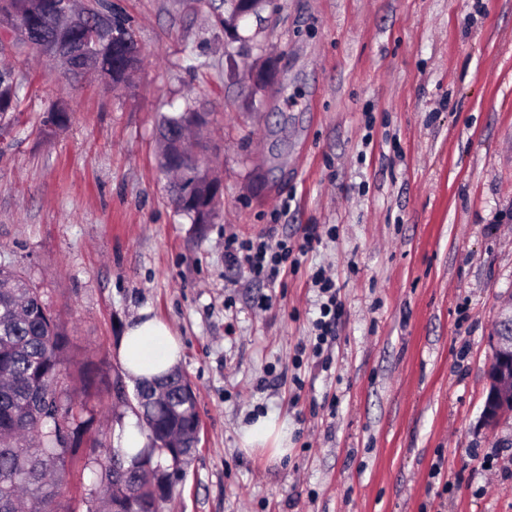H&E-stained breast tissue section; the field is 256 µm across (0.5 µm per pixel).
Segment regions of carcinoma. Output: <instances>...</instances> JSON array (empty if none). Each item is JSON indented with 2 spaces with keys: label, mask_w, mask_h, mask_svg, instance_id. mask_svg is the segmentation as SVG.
<instances>
[{
  "label": "carcinoma",
  "mask_w": 512,
  "mask_h": 512,
  "mask_svg": "<svg viewBox=\"0 0 512 512\" xmlns=\"http://www.w3.org/2000/svg\"><path fill=\"white\" fill-rule=\"evenodd\" d=\"M40 0H0V18L23 22L38 15ZM56 45L81 50L90 58L121 69L131 51L133 33L122 15L108 0H95L86 28L58 34ZM21 87L11 67L0 63V131L8 127L9 114L17 108ZM187 100L162 117L159 139L170 141L159 150V166L179 164L181 144L173 140L184 128L200 132L212 123L211 114L195 115ZM68 111L56 107L42 120L46 136L64 130ZM194 186L176 212L193 224H209L218 212L221 181L206 162L192 178ZM69 359V337L61 319L42 303L37 292L15 268L0 265V512H61L60 487L66 463L79 426L73 402L63 403L57 386ZM188 381L173 370L162 378L135 382L133 401L143 397L141 448L112 447L96 443L88 448L86 460L95 465L100 512H161L157 501V474L130 471L142 465L154 451L166 454L176 449L190 454L199 442L196 398L185 396Z\"/></svg>",
  "instance_id": "carcinoma-1"
}]
</instances>
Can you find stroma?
I'll return each mask as SVG.
<instances>
[{
	"mask_svg": "<svg viewBox=\"0 0 512 512\" xmlns=\"http://www.w3.org/2000/svg\"><path fill=\"white\" fill-rule=\"evenodd\" d=\"M112 2L143 55L136 92L5 51L21 101L0 133V261L66 323L58 390L83 404L62 512H86L83 449L135 418L115 385H134L119 344L144 310L179 340L201 422L163 512H512V417L481 422L512 294V0H270L263 22L241 21L246 46L225 38L224 0ZM186 96L214 118L210 224L174 211L158 166L160 115ZM60 103L70 123L46 137ZM309 224L336 241L276 283L224 262L227 234ZM327 264L344 306L332 361L297 369ZM271 365L279 381L257 390ZM257 404L285 456L243 446Z\"/></svg>",
	"mask_w": 512,
	"mask_h": 512,
	"instance_id": "35a3bbf8",
	"label": "stroma"
}]
</instances>
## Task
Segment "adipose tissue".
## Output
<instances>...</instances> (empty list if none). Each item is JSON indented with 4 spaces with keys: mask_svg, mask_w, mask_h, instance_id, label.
Masks as SVG:
<instances>
[{
    "mask_svg": "<svg viewBox=\"0 0 512 512\" xmlns=\"http://www.w3.org/2000/svg\"><path fill=\"white\" fill-rule=\"evenodd\" d=\"M178 342L163 321L141 314L126 329L119 356L126 373L134 379H153L178 362Z\"/></svg>",
    "mask_w": 512,
    "mask_h": 512,
    "instance_id": "1",
    "label": "adipose tissue"
}]
</instances>
